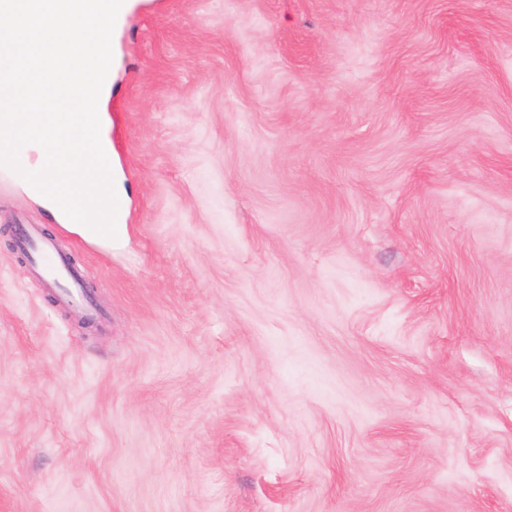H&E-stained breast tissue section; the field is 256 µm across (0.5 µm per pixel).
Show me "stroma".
<instances>
[{"label":"stroma","mask_w":512,"mask_h":512,"mask_svg":"<svg viewBox=\"0 0 512 512\" xmlns=\"http://www.w3.org/2000/svg\"><path fill=\"white\" fill-rule=\"evenodd\" d=\"M127 2L125 243L0 166V512H512V0ZM26 244L43 276L58 288L62 297L74 306H86L88 301L78 276L54 253L51 244L33 231L29 233ZM51 255L55 256L56 261L46 264Z\"/></svg>","instance_id":"stroma-1"}]
</instances>
